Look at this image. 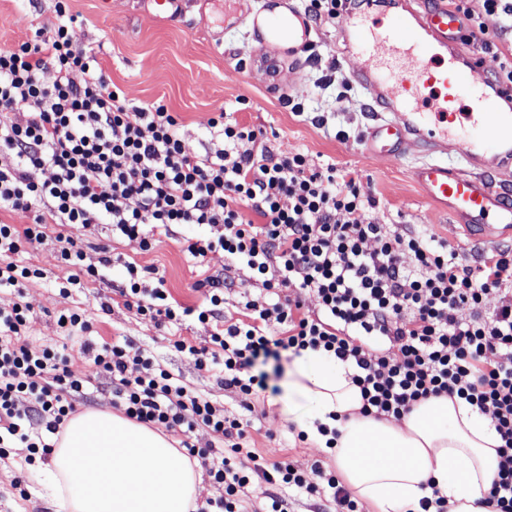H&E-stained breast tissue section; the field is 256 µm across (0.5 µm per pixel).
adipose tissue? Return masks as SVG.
<instances>
[{"label":"adipose tissue","mask_w":512,"mask_h":512,"mask_svg":"<svg viewBox=\"0 0 512 512\" xmlns=\"http://www.w3.org/2000/svg\"><path fill=\"white\" fill-rule=\"evenodd\" d=\"M353 370L323 351L293 357L284 412L317 446L337 428L331 453L349 490L376 512H416L432 489L449 512H489L484 490L497 471L500 440L488 419L460 399L432 397L402 421L360 415ZM59 512H192L202 477L161 433L109 411L72 417L45 467Z\"/></svg>","instance_id":"obj_1"}]
</instances>
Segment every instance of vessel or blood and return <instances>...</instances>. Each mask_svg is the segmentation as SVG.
Returning a JSON list of instances; mask_svg holds the SVG:
<instances>
[{"mask_svg": "<svg viewBox=\"0 0 512 512\" xmlns=\"http://www.w3.org/2000/svg\"><path fill=\"white\" fill-rule=\"evenodd\" d=\"M379 4L364 0L350 15L348 32L365 58L352 79L381 109L365 150L396 160L422 154L412 174L425 199L469 238L496 243L512 234V195L495 189L480 168L490 152L512 165V83L491 79L447 0H394L376 18ZM251 26L259 40L294 54L308 20L289 0H268ZM452 142L464 166L449 165Z\"/></svg>", "mask_w": 512, "mask_h": 512, "instance_id": "vessel-or-blood-1", "label": "vessel or blood"}]
</instances>
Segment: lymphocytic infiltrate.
Masks as SVG:
<instances>
[{"mask_svg":"<svg viewBox=\"0 0 512 512\" xmlns=\"http://www.w3.org/2000/svg\"><path fill=\"white\" fill-rule=\"evenodd\" d=\"M57 21L32 39L0 50V289L19 290L39 269L14 260L54 226L98 225L152 248L174 226L204 232L185 239L195 264L224 255L226 268L248 272L263 297L246 301L245 319L226 316L234 282L206 277L194 307L172 303L150 266L127 264L118 293L140 315L176 324L195 317L213 327L210 348L175 341L202 368L219 367L221 385L243 398L242 412L197 393L131 342L99 348V377L112 385L129 419L186 434L205 427L225 447L186 444L217 490L197 512H242L252 477L274 485L265 512H288L284 486L330 495L337 512H359L335 474L313 464L268 461L249 448L255 421L250 402L266 387L258 362L285 353L325 351L355 367L361 411L400 420L422 400L457 397L485 415L500 439L497 471L486 494L491 512H512V250L465 261L423 230H394L373 215L350 171L329 163L312 169L304 154H275L262 131L217 112L207 122L209 145L188 151L178 117L163 101L129 103L108 82L94 51L76 48V19L57 0ZM54 70L45 83L41 75ZM83 82H75L73 72ZM21 112L23 122L11 121ZM60 263L67 283L82 287L111 264L91 263L64 237ZM314 296L315 310L305 307ZM29 309L0 305V458L15 443L27 463L46 458L51 436L86 396L85 380L67 372L57 347L33 345Z\"/></svg>","mask_w":512,"mask_h":512,"instance_id":"obj_1","label":"lymphocytic infiltrate"}]
</instances>
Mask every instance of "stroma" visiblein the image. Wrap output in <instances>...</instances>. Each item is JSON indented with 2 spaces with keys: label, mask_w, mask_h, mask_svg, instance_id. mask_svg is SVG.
<instances>
[{
  "label": "stroma",
  "mask_w": 512,
  "mask_h": 512,
  "mask_svg": "<svg viewBox=\"0 0 512 512\" xmlns=\"http://www.w3.org/2000/svg\"><path fill=\"white\" fill-rule=\"evenodd\" d=\"M265 0H181L176 17L156 16L150 0H68L76 16L80 45L95 48L104 72L131 103L141 105L163 100L180 117L179 134L189 150L200 152L208 144L207 121L213 112L230 113L239 124L264 131L276 151L303 153L309 164L327 162L355 173L360 191L378 202L375 211L383 223L400 228L425 229L448 241L467 258L487 254L485 244L458 232L450 217L428 203L411 177L418 164L416 154L393 161L364 151L363 137L371 123L364 107L366 93L353 85L351 74L362 67V57L338 51V33L347 28L344 16L320 25H310V51L281 55L275 47L257 40L251 30V15ZM55 0H0V49L30 39L36 28L53 22ZM281 59L283 70L270 76L267 59ZM307 93L304 115H296L288 100ZM320 113L325 126L313 125L310 114ZM347 140H339L337 130ZM200 226H177L173 237L161 239L152 250L140 241L112 234L105 226L91 230L72 229L88 256L108 248L111 265L104 278L87 280L82 288L66 289V273L58 256L60 244L47 237L42 244L23 248L20 264L40 268L44 276L25 282L23 300L30 307L28 334L38 344L64 347L67 370L75 377L95 379L96 368L85 345L99 346L128 339L157 358L171 373L195 391L223 402L226 410L239 411L240 397L219 384L218 371L199 369L192 356L178 352L174 341L183 340L203 348L210 344L211 328L188 318L180 324L157 326L150 318L126 306L114 287L125 275L127 263L155 267L171 297L184 306L197 304L198 281L224 271V255L209 256L205 266L189 262L181 250L182 239L200 233ZM71 309L89 321L86 332L67 333L56 314ZM288 359L268 360L267 387L253 401L265 417L253 433V446L265 458L281 457L302 470L321 463L335 470L330 454L312 442H301L292 423L282 417L276 404L288 380ZM23 447L13 449L7 465L0 467V512H56L49 490L35 472L22 471ZM24 476L31 497L18 504L10 486L15 476Z\"/></svg>",
  "instance_id": "obj_1"
}]
</instances>
